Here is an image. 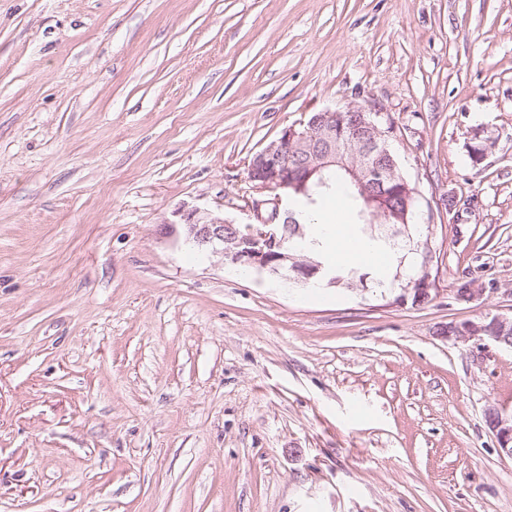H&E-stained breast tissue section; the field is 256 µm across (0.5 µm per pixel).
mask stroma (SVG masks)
<instances>
[{
  "label": "stroma",
  "instance_id": "35a3bbf8",
  "mask_svg": "<svg viewBox=\"0 0 512 512\" xmlns=\"http://www.w3.org/2000/svg\"><path fill=\"white\" fill-rule=\"evenodd\" d=\"M373 105L439 291L287 285L169 235ZM488 141L482 160L470 147ZM474 296L454 298L459 281ZM512 0H0V512H512ZM437 334L454 343L474 341L483 349L491 346L512 348V316L493 315L479 321L450 322L441 326ZM484 416L496 439L500 454L512 459V413L507 414L495 407H488Z\"/></svg>",
  "mask_w": 512,
  "mask_h": 512
}]
</instances>
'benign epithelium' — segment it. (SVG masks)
<instances>
[{
	"label": "benign epithelium",
	"mask_w": 512,
	"mask_h": 512,
	"mask_svg": "<svg viewBox=\"0 0 512 512\" xmlns=\"http://www.w3.org/2000/svg\"><path fill=\"white\" fill-rule=\"evenodd\" d=\"M344 111L353 117L344 142L336 141V136L341 134L336 128L338 110L323 109L312 113L307 121L284 129L278 139L249 159L247 181L260 195L252 205L260 224L250 237L225 235L224 225L228 220L221 214L198 208L177 212L178 220L169 224V232L201 249L222 254L224 260L234 265L267 270L285 278L290 276L298 284H306L316 275L329 287L343 284L342 279L324 272L322 265L296 258L285 246V237L273 222L296 223L294 214L288 210V198L308 194V183L315 175L319 177L317 185H326L323 172L336 165L352 175L366 207L388 222L407 223V213L414 206L417 194L390 155L385 132L370 118L376 108L350 106ZM432 238L433 227L429 224L415 239L421 257L417 273L406 280L403 294L394 303L405 304L411 300L413 305L421 306L433 299L437 288ZM438 335L454 343L472 341L483 349L512 348V317L493 315L479 321L450 322L439 328ZM484 416L500 454L512 459V413L488 407Z\"/></svg>",
	"instance_id": "1"
}]
</instances>
